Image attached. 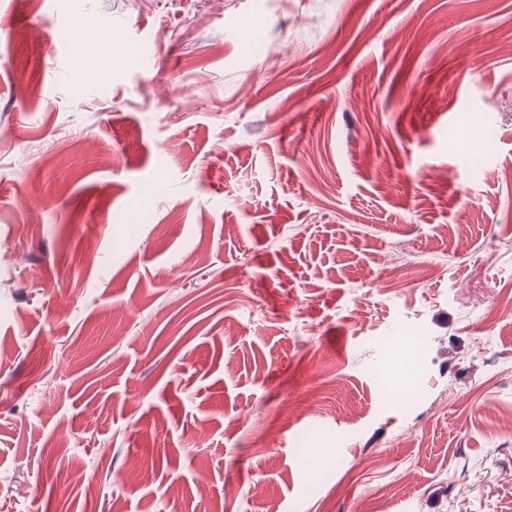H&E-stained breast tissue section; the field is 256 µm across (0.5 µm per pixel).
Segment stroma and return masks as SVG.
I'll return each instance as SVG.
<instances>
[{"label": "stroma", "instance_id": "35a3bbf8", "mask_svg": "<svg viewBox=\"0 0 512 512\" xmlns=\"http://www.w3.org/2000/svg\"><path fill=\"white\" fill-rule=\"evenodd\" d=\"M35 2L0 512H512V0Z\"/></svg>", "mask_w": 512, "mask_h": 512}]
</instances>
